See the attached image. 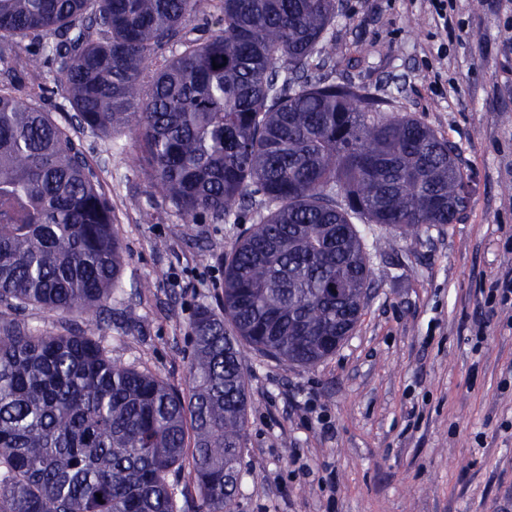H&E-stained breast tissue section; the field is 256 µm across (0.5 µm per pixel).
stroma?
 Wrapping results in <instances>:
<instances>
[{"instance_id":"35a3bbf8","label":"stroma","mask_w":512,"mask_h":512,"mask_svg":"<svg viewBox=\"0 0 512 512\" xmlns=\"http://www.w3.org/2000/svg\"><path fill=\"white\" fill-rule=\"evenodd\" d=\"M343 0L337 79L416 113L456 148L472 194L457 224L371 226L353 331L312 367L241 350L251 405L234 512H512V0ZM12 66L20 96L66 123L48 52ZM112 200L124 264L104 334L116 363L186 388L190 324L215 302L244 224H186L139 172L134 133L74 129Z\"/></svg>"}]
</instances>
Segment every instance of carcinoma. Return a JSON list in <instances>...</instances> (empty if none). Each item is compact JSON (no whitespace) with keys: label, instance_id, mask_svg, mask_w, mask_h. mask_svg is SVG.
<instances>
[{"label":"carcinoma","instance_id":"carcinoma-1","mask_svg":"<svg viewBox=\"0 0 512 512\" xmlns=\"http://www.w3.org/2000/svg\"><path fill=\"white\" fill-rule=\"evenodd\" d=\"M210 2L213 20L204 0H0V62L55 38L69 125L133 132L185 223L259 205L191 325L188 389L117 364L102 340L123 265L112 203L67 127L0 82V512H178L187 464L205 512H233L241 348L323 361L371 283L354 222L413 234L467 208L448 140L363 85L314 78L336 62V0ZM29 306L61 331L8 318Z\"/></svg>","mask_w":512,"mask_h":512}]
</instances>
